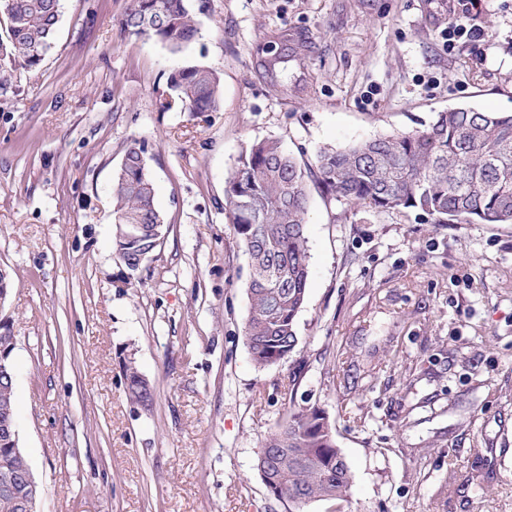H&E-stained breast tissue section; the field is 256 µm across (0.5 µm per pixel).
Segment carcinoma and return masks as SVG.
Instances as JSON below:
<instances>
[{"label": "carcinoma", "instance_id": "1", "mask_svg": "<svg viewBox=\"0 0 512 512\" xmlns=\"http://www.w3.org/2000/svg\"><path fill=\"white\" fill-rule=\"evenodd\" d=\"M7 40L0 41V89L8 70L33 67L53 45L61 0H0ZM121 28L173 52L198 33L188 0H126ZM165 105L213 112L221 79L213 69L190 64L172 72ZM312 174L328 202L372 212H422L436 224H512V113L460 106L437 113L424 129L395 132L320 151ZM112 250L125 259L155 253L142 224H161L144 150L129 148L112 180ZM308 195L298 160L275 140L242 148L224 185V210L250 259L249 311L244 336L251 360L265 368L298 346L296 319L305 305ZM128 397L152 402L153 391L136 362L125 365ZM15 411V383L0 376V417ZM265 447L278 450L269 466L272 496L288 512L327 502L341 512L353 482L325 412L293 406ZM32 470L20 449L0 443V512H24L22 477Z\"/></svg>", "mask_w": 512, "mask_h": 512}]
</instances>
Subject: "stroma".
Here are the masks:
<instances>
[{"instance_id": "obj_1", "label": "stroma", "mask_w": 512, "mask_h": 512, "mask_svg": "<svg viewBox=\"0 0 512 512\" xmlns=\"http://www.w3.org/2000/svg\"><path fill=\"white\" fill-rule=\"evenodd\" d=\"M125 4L62 0L51 51L0 92V312L40 512H286L255 464L294 404L334 428L344 512H512V224L365 213L310 187L297 350L260 369L224 209L250 142L311 165L456 106L512 112V0H192L179 53L124 32ZM465 13L484 34L447 51ZM189 63L220 74L216 111L164 107ZM140 145L169 232L133 272L111 188ZM131 359L149 406L126 396Z\"/></svg>"}]
</instances>
